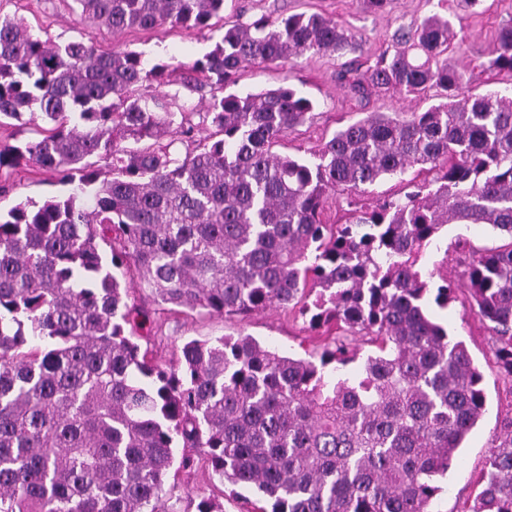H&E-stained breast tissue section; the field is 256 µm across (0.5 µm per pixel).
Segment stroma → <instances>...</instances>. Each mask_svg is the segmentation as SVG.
I'll use <instances>...</instances> for the list:
<instances>
[{
  "label": "stroma",
  "instance_id": "stroma-1",
  "mask_svg": "<svg viewBox=\"0 0 512 512\" xmlns=\"http://www.w3.org/2000/svg\"><path fill=\"white\" fill-rule=\"evenodd\" d=\"M436 11L447 13L458 33L448 58L464 68L469 92L482 94L498 90L512 81L508 75L487 67L499 27L512 23V0H483L473 11L465 9L460 0H395L394 9L386 13L365 9L360 0H226L224 18L229 22L239 16L253 20L302 12L326 13L355 31L361 39L356 50L339 55L307 52L282 65L246 67L240 71L234 89L246 93L291 87L312 99L315 103L313 118L288 132L275 146L276 152L282 155L309 156L337 129L366 113L423 111L442 101V90L434 87L419 97L382 93L361 102L336 79L343 64L351 61L366 66L372 64L377 55L390 46L398 29L409 28L415 20ZM0 15L20 19L33 34L43 39H91L106 49L143 53L145 60L151 63L162 60L176 64L168 88L179 91V103L195 131L190 139L175 137L172 149L177 154H186L208 136L209 128L202 124L199 115L205 110L210 90L206 87L189 90L184 88L183 81L189 77L193 62L212 49L220 37L219 31L200 34L163 25L115 34L82 18L74 0H0ZM67 192L66 186L35 164L0 166L1 210L27 200L40 201ZM460 235L481 249L502 243L487 226L473 225L465 229L451 224L423 249L420 267L427 272L462 273L459 256L453 251L454 241ZM132 300L148 310L152 319L151 331H138L136 340L162 365L173 363L187 340H212L240 332L279 352L313 361L319 359L325 344L323 336L309 329L307 319L291 309L277 308L242 319H228L204 311L185 313L158 303L143 292L135 293ZM428 312L447 329L451 340L465 343L483 374L488 410L469 434L448 473L436 477L438 491L430 504V512H463L465 506L473 502L475 481L491 451L498 417L512 409V398L507 397L498 375L492 336L467 304L460 299L444 308L432 304ZM195 458L196 466L190 474H178L165 485L169 512H195L198 502L204 499L216 503L221 512H254L253 504L258 499L254 489L224 480L214 472L203 453H196Z\"/></svg>",
  "mask_w": 512,
  "mask_h": 512
}]
</instances>
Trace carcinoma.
<instances>
[{"instance_id":"cac0c4a2","label":"carcinoma","mask_w":512,"mask_h":512,"mask_svg":"<svg viewBox=\"0 0 512 512\" xmlns=\"http://www.w3.org/2000/svg\"><path fill=\"white\" fill-rule=\"evenodd\" d=\"M114 32L211 28L224 0H74ZM447 16L394 34L364 69L337 80L358 99L382 92L447 101L370 112L308 157L272 151L312 118L292 88L224 93L251 64L343 53L352 30L322 14L235 23L191 71L211 87L216 139L174 157L169 64L93 40H43L0 16V126L35 127L13 159L52 172L65 196L0 214V512H168L173 448L204 449L224 479L256 488L258 512H429L486 412L483 375L425 310L461 293L494 337L512 397V88L462 92L448 62ZM490 67L512 75V24ZM112 178L99 179V164ZM419 168L433 178L371 202L367 187ZM353 220L325 224L330 193ZM448 224H483L508 242L472 253L463 273L423 275L421 250ZM134 267L137 278L117 271ZM228 318L297 306L331 336L320 363L240 334L190 340L169 368L133 340L131 293ZM311 302H306L310 295ZM378 352L362 376L326 371ZM468 512H512V415L500 422Z\"/></svg>"}]
</instances>
